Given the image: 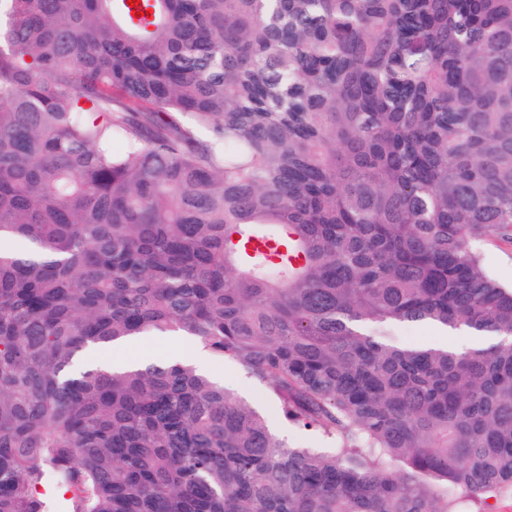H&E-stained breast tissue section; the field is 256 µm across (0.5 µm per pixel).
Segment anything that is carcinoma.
<instances>
[{"label": "carcinoma", "mask_w": 512, "mask_h": 512, "mask_svg": "<svg viewBox=\"0 0 512 512\" xmlns=\"http://www.w3.org/2000/svg\"><path fill=\"white\" fill-rule=\"evenodd\" d=\"M494 234L512 0H0V512L512 496ZM404 323L481 342L399 344ZM170 335L328 447L189 364L65 374ZM203 352L208 358L206 364L207 372L215 375L220 380H224V384L231 388L237 396L242 397L249 405L258 408L266 407L272 419V426L284 436L290 445L298 447L323 446L317 435L297 429L287 424L277 415L268 399L266 390L257 384L240 365L230 358L226 357L224 360H218L209 353Z\"/></svg>", "instance_id": "cac0c4a2"}]
</instances>
